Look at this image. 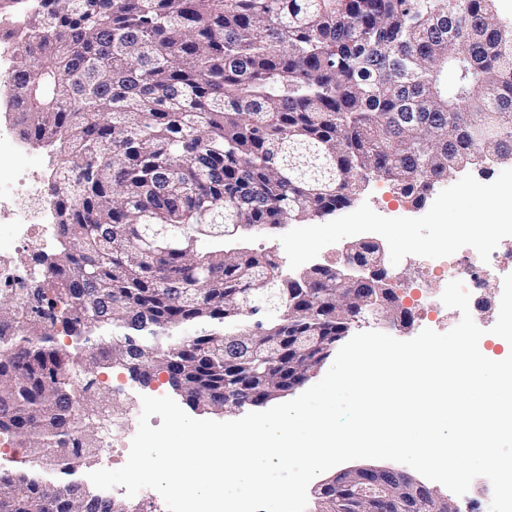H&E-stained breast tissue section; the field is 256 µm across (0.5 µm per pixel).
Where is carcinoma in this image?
I'll return each mask as SVG.
<instances>
[{"mask_svg": "<svg viewBox=\"0 0 512 512\" xmlns=\"http://www.w3.org/2000/svg\"><path fill=\"white\" fill-rule=\"evenodd\" d=\"M46 2L0 0L15 124L50 159L59 242L31 257L48 278L0 288V435L26 449L0 466V512H96L56 474L83 457L99 370L164 372L222 411L284 396L288 337L322 336L293 361L307 378L348 330L337 269L288 278L280 257L217 242L348 208L371 177L420 205L512 154V21L497 0ZM377 255L360 241L348 264ZM362 287L407 317L396 286ZM318 499L351 510L344 491Z\"/></svg>", "mask_w": 512, "mask_h": 512, "instance_id": "cac0c4a2", "label": "carcinoma"}]
</instances>
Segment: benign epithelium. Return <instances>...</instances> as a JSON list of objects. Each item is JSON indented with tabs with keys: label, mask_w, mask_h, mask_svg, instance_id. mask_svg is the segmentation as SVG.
Segmentation results:
<instances>
[{
	"label": "benign epithelium",
	"mask_w": 512,
	"mask_h": 512,
	"mask_svg": "<svg viewBox=\"0 0 512 512\" xmlns=\"http://www.w3.org/2000/svg\"><path fill=\"white\" fill-rule=\"evenodd\" d=\"M367 310L383 317L381 302L368 298L351 303V321L363 318ZM338 490L347 491L361 504L356 512H406L408 501L424 493L435 501L448 505V512H457L451 501L442 498L434 489L414 480L407 473L392 468H357L336 475L327 482Z\"/></svg>",
	"instance_id": "obj_1"
}]
</instances>
